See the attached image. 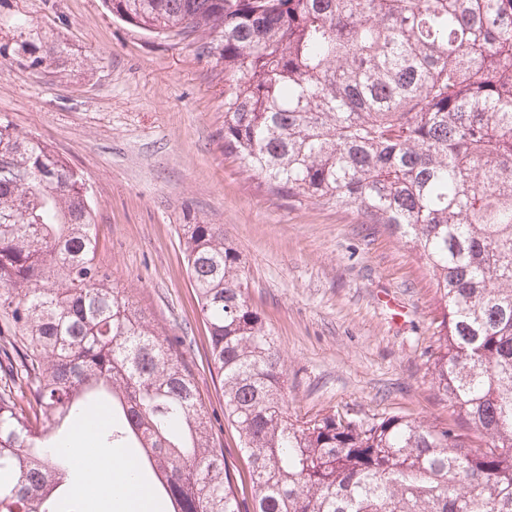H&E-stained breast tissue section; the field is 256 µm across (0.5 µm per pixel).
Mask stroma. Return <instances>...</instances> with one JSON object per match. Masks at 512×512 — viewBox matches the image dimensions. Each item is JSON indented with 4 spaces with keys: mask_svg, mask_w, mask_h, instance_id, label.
<instances>
[{
    "mask_svg": "<svg viewBox=\"0 0 512 512\" xmlns=\"http://www.w3.org/2000/svg\"><path fill=\"white\" fill-rule=\"evenodd\" d=\"M21 14L64 42L69 61L0 57V117L84 176L98 262L159 329L184 337L180 353L235 473L248 468L224 420L185 224L220 225L239 249L249 299L287 361L289 413L447 420L426 364L439 296L404 240L353 210L273 196L225 154L224 75L193 40L149 34L103 0H0V45H13L9 21Z\"/></svg>",
    "mask_w": 512,
    "mask_h": 512,
    "instance_id": "obj_1",
    "label": "stroma"
}]
</instances>
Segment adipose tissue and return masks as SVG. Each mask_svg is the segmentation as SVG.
Here are the masks:
<instances>
[{
	"mask_svg": "<svg viewBox=\"0 0 512 512\" xmlns=\"http://www.w3.org/2000/svg\"><path fill=\"white\" fill-rule=\"evenodd\" d=\"M103 458L111 475L95 500V512H154L155 502L149 500L142 490L136 489L125 466L120 450H110Z\"/></svg>",
	"mask_w": 512,
	"mask_h": 512,
	"instance_id": "1",
	"label": "adipose tissue"
}]
</instances>
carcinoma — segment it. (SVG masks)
Here are the masks:
<instances>
[{"label":"carcinoma","mask_w":512,"mask_h":512,"mask_svg":"<svg viewBox=\"0 0 512 512\" xmlns=\"http://www.w3.org/2000/svg\"><path fill=\"white\" fill-rule=\"evenodd\" d=\"M224 66V152L272 195L400 236L442 302L448 422L288 413V368L216 224L183 253L248 461L239 497L177 339L97 262L83 175L0 117V512H79L62 429L137 448L169 512H512V0H108ZM0 56L58 68L33 20ZM31 396H26V393Z\"/></svg>","instance_id":"cac0c4a2"}]
</instances>
